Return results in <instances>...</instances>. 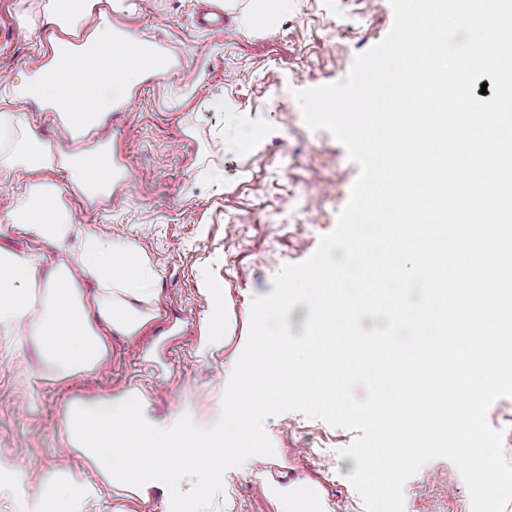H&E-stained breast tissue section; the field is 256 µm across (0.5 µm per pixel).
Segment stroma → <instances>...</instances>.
I'll return each mask as SVG.
<instances>
[{
	"instance_id": "stroma-1",
	"label": "stroma",
	"mask_w": 512,
	"mask_h": 512,
	"mask_svg": "<svg viewBox=\"0 0 512 512\" xmlns=\"http://www.w3.org/2000/svg\"><path fill=\"white\" fill-rule=\"evenodd\" d=\"M122 16L131 35L163 40L182 59L177 71L143 79L129 111L100 128L126 173L110 199L91 207L65 172H45L76 223L133 241L158 270L159 316L136 339L110 340L106 366L62 382L43 381L35 337L0 324V451L80 482L94 469L57 434L74 397H119L142 390L159 417H219L224 351L200 352L210 289L224 291L232 340L249 332L253 297L271 293L281 267L316 251L334 230L360 167L345 146L304 121L295 91L343 82L355 57L381 42L393 23L390 0H290L270 29H244L241 8L224 29H201L203 0H134ZM37 0H0V112H21L45 143L59 142L56 113L16 99L47 61L57 34ZM264 132L254 152L234 142L245 125ZM277 452L241 466L233 506L216 496L208 512H276L270 482L302 479L319 487L327 512H365L348 480L354 458L339 457L355 431L298 411L266 419ZM405 512H471L468 490L445 459L424 464L405 487Z\"/></svg>"
}]
</instances>
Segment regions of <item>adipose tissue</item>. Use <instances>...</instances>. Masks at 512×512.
Wrapping results in <instances>:
<instances>
[{
  "instance_id": "adipose-tissue-1",
  "label": "adipose tissue",
  "mask_w": 512,
  "mask_h": 512,
  "mask_svg": "<svg viewBox=\"0 0 512 512\" xmlns=\"http://www.w3.org/2000/svg\"><path fill=\"white\" fill-rule=\"evenodd\" d=\"M94 4L45 0L43 16L48 24L73 29L89 24ZM93 39L99 56L91 61L70 51L64 39L52 38L51 60L35 79L71 139L92 132L83 111L90 94H121L123 73L142 68L145 59L143 40L119 38L109 28L94 30ZM59 166L75 173L79 183L112 184L111 149L96 145L54 153L29 125L0 113V176ZM4 215L12 231L60 253L42 275L35 255L0 245V323L9 324L16 336H36L54 379L98 371L107 361L112 335L135 338L155 318L157 270L130 242L108 240L74 224L55 184L23 182ZM17 470L13 456L0 455V501L14 512H81L83 502L103 497L100 486L66 484L48 475L21 485ZM270 491L278 512H318L314 487L274 482Z\"/></svg>"
}]
</instances>
